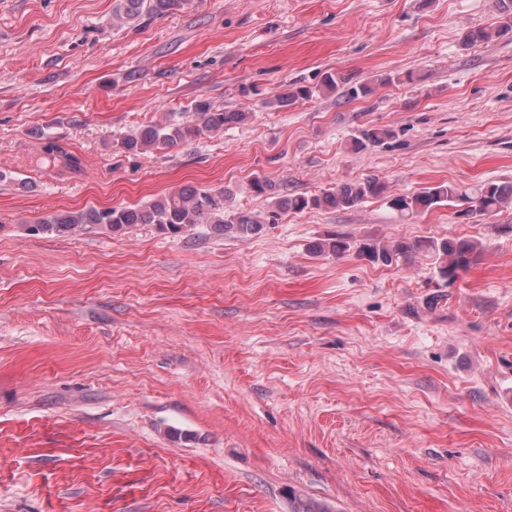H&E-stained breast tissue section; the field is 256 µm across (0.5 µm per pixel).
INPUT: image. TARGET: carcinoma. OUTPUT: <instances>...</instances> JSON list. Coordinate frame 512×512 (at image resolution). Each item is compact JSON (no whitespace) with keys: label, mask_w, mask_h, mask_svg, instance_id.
<instances>
[{"label":"carcinoma","mask_w":512,"mask_h":512,"mask_svg":"<svg viewBox=\"0 0 512 512\" xmlns=\"http://www.w3.org/2000/svg\"><path fill=\"white\" fill-rule=\"evenodd\" d=\"M113 19L123 25H133L147 14L163 17L180 10L188 0H115ZM500 11L504 21L493 29L475 27L464 36L467 45L485 42L495 36L512 32V0H501ZM321 90L341 92L348 100L367 97L374 89L367 84L351 86L341 90L338 80L332 74L324 77ZM313 95L309 87L299 86L285 89L277 94L276 104L286 107L300 99ZM250 113L236 110L224 111L213 108L205 101L195 102L191 115L182 120L166 124H152L134 129L116 141V146L127 153H143L149 150H163L181 143L195 140L205 133H219L229 125H240L249 120ZM394 136L386 128L366 127L353 137L351 148L363 151L385 144ZM40 161L45 166H59L69 172L81 171V160L72 152H66L56 143L49 141L42 147ZM257 195H268L272 205L280 212H305L335 208H353L369 198L388 196L387 204L400 218L406 220L418 213L426 212L442 202L450 206L459 204L465 209L458 211L468 218L495 215L512 206V184L495 181L479 182L471 187H460L454 183L425 187L411 195H387V186L376 176H368L354 183H346L320 194L280 193L271 182L256 178L252 183ZM230 191L221 188L199 189L183 187L168 195L158 197L138 207H102L79 211L53 213L29 228L34 235L50 232L66 236L87 224H93L121 234L137 224H153L164 234L183 235L198 224H208L213 234L238 237L256 235L263 229V222L247 212H238L231 218L224 217V201ZM350 250V245L341 237L322 239L313 245V252L319 255L341 256ZM434 254L436 274L446 286L458 280L460 275L475 265L482 250L477 242L464 237H448L440 240L407 241L395 239L390 242H363L357 247L360 257L372 264L388 265L397 255L410 256L420 251Z\"/></svg>","instance_id":"carcinoma-1"}]
</instances>
